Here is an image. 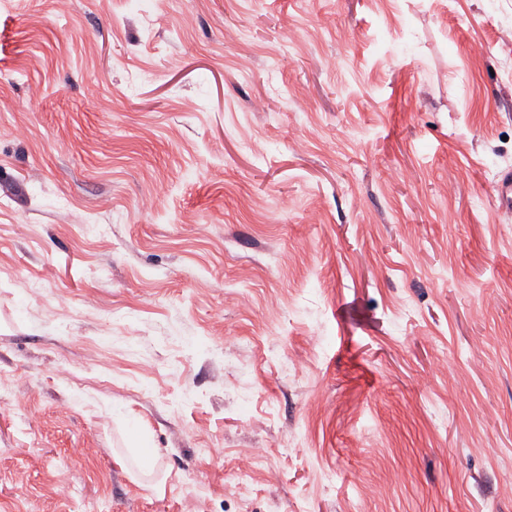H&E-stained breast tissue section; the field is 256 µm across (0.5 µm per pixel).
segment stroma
Returning a JSON list of instances; mask_svg holds the SVG:
<instances>
[{"label":"stroma","instance_id":"stroma-1","mask_svg":"<svg viewBox=\"0 0 512 512\" xmlns=\"http://www.w3.org/2000/svg\"><path fill=\"white\" fill-rule=\"evenodd\" d=\"M508 171L512 0H0V512H512Z\"/></svg>","mask_w":512,"mask_h":512}]
</instances>
